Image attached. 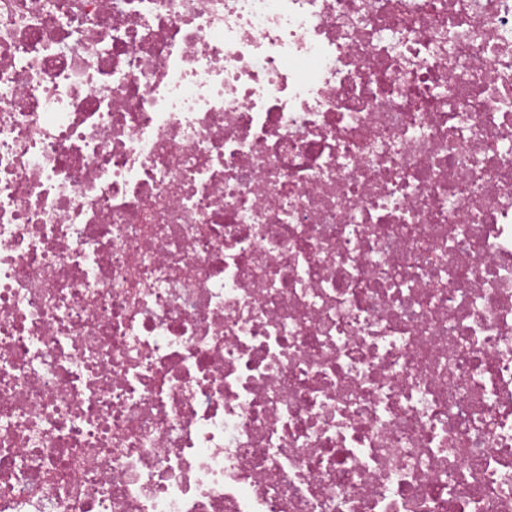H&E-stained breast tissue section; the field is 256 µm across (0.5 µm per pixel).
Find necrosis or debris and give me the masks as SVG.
I'll list each match as a JSON object with an SVG mask.
<instances>
[{"label":"necrosis or debris","mask_w":512,"mask_h":512,"mask_svg":"<svg viewBox=\"0 0 512 512\" xmlns=\"http://www.w3.org/2000/svg\"><path fill=\"white\" fill-rule=\"evenodd\" d=\"M0 512H512V0H0Z\"/></svg>","instance_id":"4bbe7bcc"}]
</instances>
